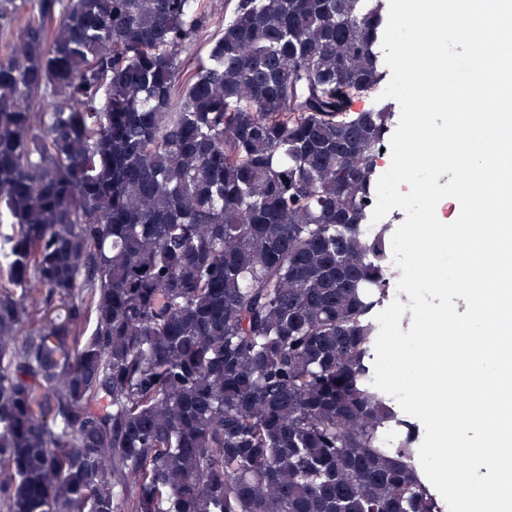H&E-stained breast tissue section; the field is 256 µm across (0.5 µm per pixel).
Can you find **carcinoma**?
I'll use <instances>...</instances> for the list:
<instances>
[{"label":"carcinoma","instance_id":"carcinoma-1","mask_svg":"<svg viewBox=\"0 0 512 512\" xmlns=\"http://www.w3.org/2000/svg\"><path fill=\"white\" fill-rule=\"evenodd\" d=\"M0 0V512H445L372 385L384 0ZM224 8L220 11H212L209 16L206 27L202 32L200 39L196 43V51L199 56H205L211 46L212 40L216 37L219 30L224 26V17L231 16L237 0H222Z\"/></svg>","mask_w":512,"mask_h":512}]
</instances>
